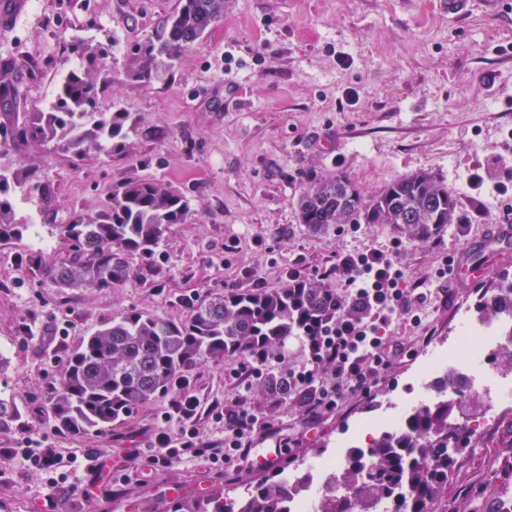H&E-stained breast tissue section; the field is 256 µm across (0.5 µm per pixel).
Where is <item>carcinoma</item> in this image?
Listing matches in <instances>:
<instances>
[{
    "instance_id": "cac0c4a2",
    "label": "carcinoma",
    "mask_w": 512,
    "mask_h": 512,
    "mask_svg": "<svg viewBox=\"0 0 512 512\" xmlns=\"http://www.w3.org/2000/svg\"><path fill=\"white\" fill-rule=\"evenodd\" d=\"M225 8L226 0H178L156 38L135 48L132 75L151 81L169 73L224 18ZM76 54L49 112L19 111L21 90L8 78L14 61L0 59V241L19 240L30 228L15 221L13 198L32 187L33 176L1 163L12 149L40 141L84 156L116 149L126 137L129 113L97 111L101 85L92 75L97 53L84 44ZM190 214L187 199L169 186L129 180L112 188L100 210L79 213L61 225L70 242L67 258L46 265L33 250L27 264L53 286L112 289L130 276L126 254L152 251L171 225L185 223ZM299 218L315 230L330 224H389L418 242L460 223L448 186L429 173L399 177L368 196L341 173L309 177L300 192ZM484 310L512 317V293L492 292ZM335 311L336 289L321 279H305L275 290L210 295L179 320L124 314L84 340L61 369L49 398L55 427L75 434L109 431L171 388L196 360L274 353L291 338L311 335ZM262 386L288 395V371L266 374ZM465 388V381L444 377L433 387L440 397L416 406L401 429L349 449L346 464L328 478L313 512H427L429 504L448 493L453 455L473 445L454 423L457 403L443 397L448 392L463 398ZM18 416L17 407L0 398V430ZM284 473L279 470L248 486L238 499L227 500L222 493L178 499L173 512H290L288 502L306 490L307 478L292 484Z\"/></svg>"
}]
</instances>
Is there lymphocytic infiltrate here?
<instances>
[{
	"label": "lymphocytic infiltrate",
	"instance_id": "1",
	"mask_svg": "<svg viewBox=\"0 0 512 512\" xmlns=\"http://www.w3.org/2000/svg\"><path fill=\"white\" fill-rule=\"evenodd\" d=\"M338 268L348 286L336 294V313L315 335L303 337L304 360L288 371V388L300 394L310 423L337 408L345 395L370 392L372 380L404 354L403 344L390 334L391 325L404 316L420 323L419 307L427 299L420 288L405 285L401 270L379 249L345 255ZM186 385L184 378L176 379L177 392L163 415L167 421H182V428L174 434L158 432L154 440L170 459L197 445L198 432L188 422L196 417L200 402ZM214 416L224 423V448L209 454L215 462L245 458L253 435L276 432L244 404L227 414L215 411Z\"/></svg>",
	"mask_w": 512,
	"mask_h": 512
}]
</instances>
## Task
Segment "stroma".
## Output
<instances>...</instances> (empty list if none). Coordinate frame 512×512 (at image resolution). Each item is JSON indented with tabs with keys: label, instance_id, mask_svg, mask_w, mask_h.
I'll use <instances>...</instances> for the list:
<instances>
[{
	"label": "stroma",
	"instance_id": "35a3bbf8",
	"mask_svg": "<svg viewBox=\"0 0 512 512\" xmlns=\"http://www.w3.org/2000/svg\"><path fill=\"white\" fill-rule=\"evenodd\" d=\"M178 0H29L25 13L0 26V57L24 109L53 102L74 63L73 45L99 51L106 85L103 112H128L134 128L120 149L84 157L32 141L11 152L14 168L36 170L45 193L16 200V219L36 223L52 244L46 261L65 257L60 227L74 213L102 208L113 186L154 179L185 196L191 214L172 225L151 254L131 253L118 287L56 288L25 263L30 237L0 244V397L21 416L0 431V512H171L173 493L232 497L259 479L237 462L213 464L184 452L166 460L150 447L172 391L135 409L112 430L72 435L56 429L47 400L68 355L113 318L144 312L183 318L188 298L248 287L256 272L267 289L288 270L326 278L341 257L387 251L407 284L430 288L422 321H395L391 333L408 355L379 377L368 395L346 396L302 434L296 398L261 388L262 374L236 376L234 358H202L186 368L187 390L203 407L198 441L224 445V424L209 405L235 409L238 398L301 439L289 470L305 474L362 422L404 402L424 401L417 376L429 346L447 348L461 322L489 323L481 306L492 290L512 286V247L479 250L496 225H512V0H472L451 19L439 0H228L223 20L185 51L171 75L131 76L133 47L153 37ZM345 174L367 195L393 179L429 173L457 200L462 225L435 239H408L387 224L315 230L298 219L308 175ZM471 258L477 282L438 277L446 262ZM37 440L57 460L45 469L25 454ZM457 454L448 493L429 512H492L512 498V412L474 436ZM53 497L54 509L45 506Z\"/></svg>",
	"mask_w": 512,
	"mask_h": 512
}]
</instances>
